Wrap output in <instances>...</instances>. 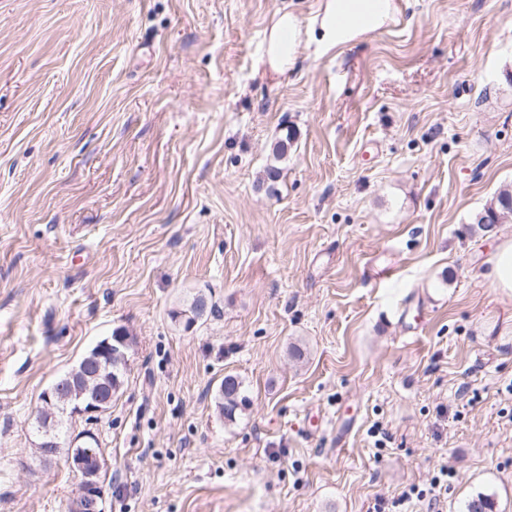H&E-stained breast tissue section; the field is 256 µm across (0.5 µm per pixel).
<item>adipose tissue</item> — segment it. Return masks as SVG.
Wrapping results in <instances>:
<instances>
[{"mask_svg":"<svg viewBox=\"0 0 512 512\" xmlns=\"http://www.w3.org/2000/svg\"><path fill=\"white\" fill-rule=\"evenodd\" d=\"M395 11L393 0H323L309 38L316 54L323 55L343 48L363 33L380 29ZM304 38L298 18L282 14L270 31L269 65L279 71L293 65L295 51Z\"/></svg>","mask_w":512,"mask_h":512,"instance_id":"ef3b65f1","label":"adipose tissue"}]
</instances>
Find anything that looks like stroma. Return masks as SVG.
I'll return each instance as SVG.
<instances>
[{"instance_id": "stroma-1", "label": "stroma", "mask_w": 512, "mask_h": 512, "mask_svg": "<svg viewBox=\"0 0 512 512\" xmlns=\"http://www.w3.org/2000/svg\"><path fill=\"white\" fill-rule=\"evenodd\" d=\"M394 2L276 74L322 0H0V512H70L32 425L118 327L120 390L68 422L104 512H426L444 468L442 512H512V219L473 223L512 184V0ZM395 11L393 0H324L312 36L303 31L296 16L284 13L271 28L267 62L281 72L293 65L304 34L315 43L316 55L342 49L361 34L380 29ZM490 277L503 296L512 298V238L502 239L490 258ZM217 400L220 413L229 420L235 418L238 409L244 408L249 403L243 382L232 375L224 377L217 391Z\"/></svg>"}]
</instances>
